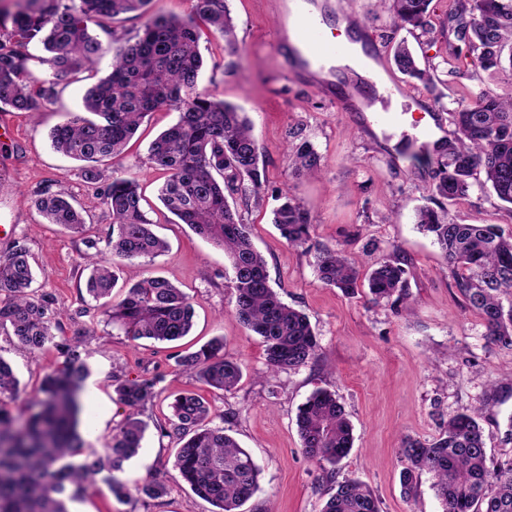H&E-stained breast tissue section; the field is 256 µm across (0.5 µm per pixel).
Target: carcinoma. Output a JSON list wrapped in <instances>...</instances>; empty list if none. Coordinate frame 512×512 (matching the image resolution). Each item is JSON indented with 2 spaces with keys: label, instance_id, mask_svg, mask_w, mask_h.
Wrapping results in <instances>:
<instances>
[{
  "label": "carcinoma",
  "instance_id": "obj_1",
  "mask_svg": "<svg viewBox=\"0 0 512 512\" xmlns=\"http://www.w3.org/2000/svg\"><path fill=\"white\" fill-rule=\"evenodd\" d=\"M152 0H23L14 13L0 11V110L39 112L55 103L58 80L80 73L93 78L105 53L100 36L112 34V21L136 12L147 16L142 31L115 48L111 72L98 79L83 98L84 112L69 113L50 132L53 149L87 163L85 181L103 180L97 164L122 155L143 119L152 112L175 110L178 121L150 145L149 160L164 174L159 199L165 209L197 235L224 249L233 270L234 314L259 335L271 372L292 370L319 357L320 346L308 317L283 303L268 285L267 262L252 241V225L243 222L228 196L244 181L261 186L260 147L253 126L238 107L198 90L203 67L199 25L224 39V53L236 54V24L227 0H189L185 17L149 13ZM389 3L393 26L425 36L432 31V0H382ZM448 20L453 39L442 59L448 74L466 65L488 71L502 68L509 50L512 64V0H449ZM39 40L48 56L41 58L53 79L32 83L27 68L29 44ZM393 61L410 86L434 90L430 70L420 67L405 43L395 47ZM451 137L445 159L438 161L430 204L416 209V223L440 246L455 285L469 307L482 319L486 336L512 351V234L495 224H460L448 204L467 199L474 187L490 188L512 205V93L482 90L458 101L449 112ZM303 129L288 130L289 149L297 168L315 175L320 156ZM484 180H478V176ZM137 181L116 178L105 184L101 204L112 214L111 259L89 258L85 282L88 296L99 303L105 322L124 330L133 340L176 342L189 335L194 317L192 298L162 277L131 285L112 302L118 271L126 260L155 257L168 249L142 208ZM37 210L48 224L80 234L83 210L62 189L47 184L37 191ZM273 223L288 244L301 247L311 239L308 212L290 198L273 212ZM319 279L344 294L367 287L379 304L407 296V271L397 255L367 273L345 252L318 248ZM31 254L26 244L13 242L0 255V329H11L23 347L39 354L53 343L54 299L36 295ZM63 361L46 374L37 408L25 425L0 400V512H68L66 500L82 493L89 477L105 469L118 470L141 448L146 424L139 412L157 397V378L121 379L115 387L129 414L112 434L105 455L76 462L83 440L77 431L82 384L88 367L79 343L57 344ZM183 372L211 389L230 391L242 378L240 364L224 355V342L212 339L186 355L174 356ZM18 380L0 358V397L15 393ZM169 425L180 436L174 468L181 480L215 512H239L259 490L260 469L251 455L214 424L209 404L192 390L169 403ZM481 409L448 419L444 432L431 441L408 439L402 455L407 466L402 483L409 492L419 476L432 477L442 512H512V465L492 469L487 464ZM296 425L305 455L324 470L327 499L322 512H381L380 502L366 483L338 479V465L353 446L352 425L336 394L318 389L298 408Z\"/></svg>",
  "mask_w": 512,
  "mask_h": 512
}]
</instances>
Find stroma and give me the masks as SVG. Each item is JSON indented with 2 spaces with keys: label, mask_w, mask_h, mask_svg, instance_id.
Returning a JSON list of instances; mask_svg holds the SVG:
<instances>
[{
  "label": "stroma",
  "mask_w": 512,
  "mask_h": 512,
  "mask_svg": "<svg viewBox=\"0 0 512 512\" xmlns=\"http://www.w3.org/2000/svg\"><path fill=\"white\" fill-rule=\"evenodd\" d=\"M336 2L361 21L387 80L402 78L392 48L403 39L421 66L436 69L435 91L409 87L388 103L398 121L382 133H375L362 113L342 111L294 67L275 42L284 18L270 0H229L242 46L239 55L225 56L223 40L209 30H201L199 39L204 60L199 89L246 112L262 152L261 188L243 183L233 203L253 227L270 287L305 313L317 334L318 360L299 369L270 373L261 337L233 315V270L223 249L177 223L158 199L164 176L151 164L149 146L176 123V111L146 116L122 157L101 164L105 177L137 180L153 230L169 244L157 257L124 262L112 298L120 300L126 286L147 277L159 276L182 288L193 301L194 325L189 336L172 343L131 340L105 323L85 292V255L94 250L108 257L112 216L83 178L81 162L54 152L48 133L66 113L82 111L87 82L64 79L55 104L40 112L14 113L15 135L0 150V178L6 183L0 190V253L16 241L29 247L35 288L54 297L63 310L57 341L73 339L85 328L93 331L85 339L88 389L78 427L84 454L102 453L128 412L115 393L116 376L159 378L158 397L141 413L146 430L138 454L114 475L102 472L89 480L81 497L68 501L70 512H213L209 502L177 481L174 460L181 441L159 430L169 414V397L184 390L198 391L215 413L224 415L226 432L261 470L260 489L242 512H321L322 471L304 455L295 424L298 406L319 388L337 394L353 426V448L339 465L340 476L367 483L382 512H441L429 475H422L416 495H405L399 448L407 437H438L449 416L481 406L487 397L497 400L481 420L488 464H512V351L487 342L483 323L456 288L442 252L414 220L416 208L431 193L439 157L403 154L391 145L395 139H414V131L400 123L413 106L447 123V112L461 95L512 87V70L468 66L457 78H448L441 65L448 49V0H433L434 29L417 39L393 29L381 0ZM437 91L445 95L446 111L433 104ZM296 125L321 157L317 175L297 170L289 156L288 130ZM49 183L87 211L91 222L83 233L45 223L35 194ZM284 194L309 212L314 243L344 250L366 268L394 253L403 256L407 300L375 306L366 292L348 297L324 285L313 256L288 245L272 222ZM449 210L457 222L495 224L512 234V207L491 191L474 190ZM214 338L223 339L225 353L242 367L241 381L227 392L199 385L172 360ZM0 358L19 381L17 394L9 399L16 411L38 400L42 378L61 361L55 348L36 358L15 336L1 331ZM155 478L168 486L159 499L140 491ZM115 481L124 485L123 495L113 493Z\"/></svg>",
  "instance_id": "obj_1"
}]
</instances>
